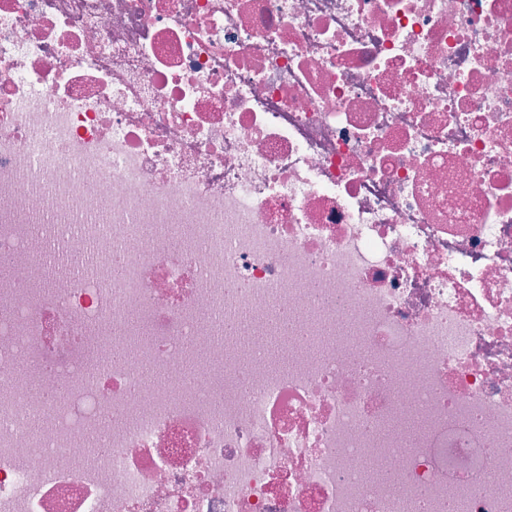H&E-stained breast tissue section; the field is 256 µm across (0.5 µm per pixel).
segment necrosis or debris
Wrapping results in <instances>:
<instances>
[{"label":"necrosis or debris","instance_id":"obj_1","mask_svg":"<svg viewBox=\"0 0 512 512\" xmlns=\"http://www.w3.org/2000/svg\"><path fill=\"white\" fill-rule=\"evenodd\" d=\"M0 512H512V0H0Z\"/></svg>","mask_w":512,"mask_h":512}]
</instances>
